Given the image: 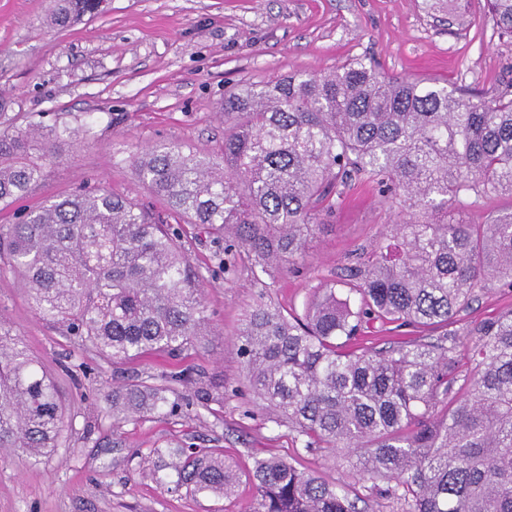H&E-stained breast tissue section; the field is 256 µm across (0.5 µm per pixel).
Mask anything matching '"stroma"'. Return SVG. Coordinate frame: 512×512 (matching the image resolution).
I'll use <instances>...</instances> for the list:
<instances>
[{"label":"stroma","instance_id":"obj_1","mask_svg":"<svg viewBox=\"0 0 512 512\" xmlns=\"http://www.w3.org/2000/svg\"><path fill=\"white\" fill-rule=\"evenodd\" d=\"M49 5L0 0V111L8 124L30 116L78 136L47 159L45 179L25 199L0 206V225L20 222L45 201L101 186L163 210L135 175L134 155L172 145L220 155L225 93L327 71L353 57L375 61L393 79L512 98V36L498 34L486 0H463L450 24L429 0H103L62 29L47 24ZM395 218L375 183H356L315 234L301 272L285 273L267 289L246 264L233 275L219 273L218 246L198 226L185 225L191 259L204 276L212 334L186 358L147 356L119 369L36 314L19 274L0 263V324L55 379L72 420L66 446L51 459L0 460V512H249V483L227 500L169 493L142 475V455L184 442L223 449L243 470L257 456L287 459L363 497L367 512H389L345 454L303 451L287 426L256 406L236 336L259 298L302 310L319 279L370 248ZM186 368L223 379V403L121 422L104 413L103 393L112 385L159 383Z\"/></svg>","mask_w":512,"mask_h":512}]
</instances>
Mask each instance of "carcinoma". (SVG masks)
<instances>
[{
  "label": "carcinoma",
  "instance_id": "obj_1",
  "mask_svg": "<svg viewBox=\"0 0 512 512\" xmlns=\"http://www.w3.org/2000/svg\"><path fill=\"white\" fill-rule=\"evenodd\" d=\"M94 7L52 0L49 21L64 27ZM488 9L512 36V0ZM219 111L223 156L170 146L132 166L170 213L224 241L223 273L242 255L259 282L298 264L356 180L376 183L398 208L370 250L319 280L302 313L263 300L248 313L237 355L259 406L303 450L345 452L391 512H512V310L464 334L454 328L480 293L512 288V212L466 219L468 208L512 194V98L392 80L353 58L235 91ZM65 142L57 126L1 128L0 204L27 196ZM182 236L98 188L0 225V260L22 276L40 317L113 366L176 360L211 333L203 276ZM378 322L445 331L364 345ZM224 392L222 379L179 372L114 387L104 400L127 421L222 404ZM65 420L55 381L21 337L0 331V459L6 450L53 457ZM143 462L168 492L227 497L239 479L222 448H155ZM248 479L250 512H360V499L284 458H254Z\"/></svg>",
  "mask_w": 512,
  "mask_h": 512
}]
</instances>
